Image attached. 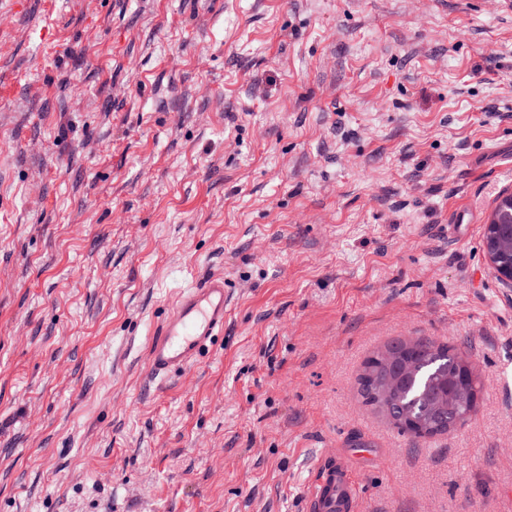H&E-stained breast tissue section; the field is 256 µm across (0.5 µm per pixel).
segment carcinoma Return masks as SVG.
I'll list each match as a JSON object with an SVG mask.
<instances>
[{"instance_id": "obj_1", "label": "carcinoma", "mask_w": 512, "mask_h": 512, "mask_svg": "<svg viewBox=\"0 0 512 512\" xmlns=\"http://www.w3.org/2000/svg\"><path fill=\"white\" fill-rule=\"evenodd\" d=\"M495 207L485 239L492 242L502 264L512 261V224H500ZM390 357L384 358L383 352ZM377 352L364 364L360 393L380 413L391 409L390 421L404 434L431 438L448 431L458 399L474 398L479 383L468 374L465 361L444 344L418 337Z\"/></svg>"}]
</instances>
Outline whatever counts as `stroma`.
<instances>
[{"mask_svg": "<svg viewBox=\"0 0 512 512\" xmlns=\"http://www.w3.org/2000/svg\"><path fill=\"white\" fill-rule=\"evenodd\" d=\"M0 25V512H512L502 0H24ZM223 274L224 335L146 346ZM424 336L480 382L405 435L358 376ZM507 199H509L508 196L503 197L495 207L485 233V241L492 242L500 264H508L512 261V224H497L500 219V207ZM486 253L489 263L498 276L512 284V265H499L487 251ZM229 295L223 274L182 289L161 320L147 350V372L165 381L194 365L224 335ZM359 484L351 466L345 461L325 462L308 496L311 512H350L356 507Z\"/></svg>", "mask_w": 512, "mask_h": 512, "instance_id": "obj_1", "label": "stroma"}]
</instances>
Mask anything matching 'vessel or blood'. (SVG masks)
<instances>
[{"label":"vessel or blood","mask_w":512,"mask_h":512,"mask_svg":"<svg viewBox=\"0 0 512 512\" xmlns=\"http://www.w3.org/2000/svg\"><path fill=\"white\" fill-rule=\"evenodd\" d=\"M229 304L223 275L182 289L148 344L147 372L164 381L194 365L224 334ZM359 484L344 461L325 462L308 496L309 512H354Z\"/></svg>","instance_id":"vessel-or-blood-1"}]
</instances>
